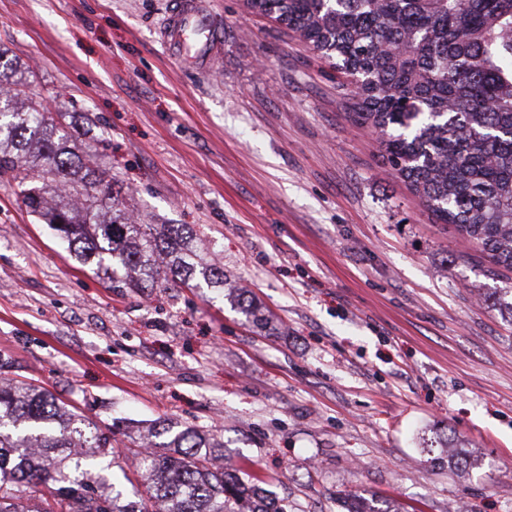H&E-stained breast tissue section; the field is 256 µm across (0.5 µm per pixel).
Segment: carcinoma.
Returning a JSON list of instances; mask_svg holds the SVG:
<instances>
[{
	"instance_id": "1",
	"label": "carcinoma",
	"mask_w": 512,
	"mask_h": 512,
	"mask_svg": "<svg viewBox=\"0 0 512 512\" xmlns=\"http://www.w3.org/2000/svg\"><path fill=\"white\" fill-rule=\"evenodd\" d=\"M351 78L355 121L380 131L393 172L490 263L512 270V0H246ZM0 176L84 264L115 288L193 281L224 287L188 234L144 224L106 172L83 163L70 113L56 120L0 76ZM119 420L101 427L47 388L0 377V512H284L224 470V443L186 427L168 441L141 434L133 455L146 495L93 488L90 469L114 456ZM479 463L448 441V462Z\"/></svg>"
}]
</instances>
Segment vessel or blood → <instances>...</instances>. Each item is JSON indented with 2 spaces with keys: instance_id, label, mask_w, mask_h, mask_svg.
<instances>
[{
  "instance_id": "b4317fda",
  "label": "vessel or blood",
  "mask_w": 512,
  "mask_h": 512,
  "mask_svg": "<svg viewBox=\"0 0 512 512\" xmlns=\"http://www.w3.org/2000/svg\"><path fill=\"white\" fill-rule=\"evenodd\" d=\"M161 39L175 59L206 68L224 40L205 0H173Z\"/></svg>"
}]
</instances>
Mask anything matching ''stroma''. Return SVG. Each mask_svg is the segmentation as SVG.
<instances>
[{
	"mask_svg": "<svg viewBox=\"0 0 512 512\" xmlns=\"http://www.w3.org/2000/svg\"><path fill=\"white\" fill-rule=\"evenodd\" d=\"M169 0H0V68L76 114L78 145L147 224H181L227 292L113 287L0 177L1 371L36 379L123 452L166 421L224 443L285 512H512V288L393 174L345 74L244 0H210L205 71ZM261 304L268 324L242 301ZM458 436L481 459L450 465ZM188 35L195 36L198 42L194 56L185 47ZM161 39L178 62L207 69L215 58V49L224 41V34L215 25L205 1L174 0L161 31Z\"/></svg>",
	"mask_w": 512,
	"mask_h": 512,
	"instance_id": "35a3bbf8",
	"label": "stroma"
}]
</instances>
